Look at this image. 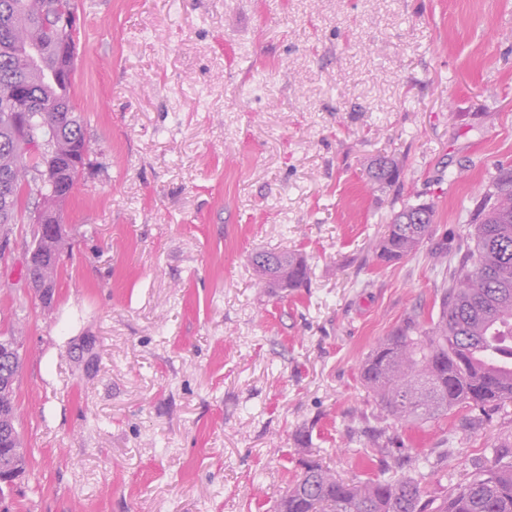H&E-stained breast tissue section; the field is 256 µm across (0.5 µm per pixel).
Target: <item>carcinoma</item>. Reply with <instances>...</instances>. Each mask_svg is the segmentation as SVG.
Here are the masks:
<instances>
[{
    "label": "carcinoma",
    "instance_id": "obj_1",
    "mask_svg": "<svg viewBox=\"0 0 512 512\" xmlns=\"http://www.w3.org/2000/svg\"><path fill=\"white\" fill-rule=\"evenodd\" d=\"M74 0H0V232L9 233L24 196L41 197L38 224L55 231L36 235L26 275L55 283L65 238L60 211L85 167L89 148L84 120L72 104L74 41L60 17ZM368 169L371 188L393 185ZM435 208L407 205L391 216L376 246L379 262L413 256L434 234ZM465 249L430 253L442 275L437 319H409L381 339L359 366L360 379L379 407L381 439L403 424L421 425L466 404L480 411L512 402V171L503 170L484 192ZM258 285L273 296L308 285L310 267L299 254L259 250L250 257ZM398 462L386 478L338 477L311 460L278 502L277 512H512V440L495 444L492 457L440 502L422 480ZM27 468L13 421L0 422V471L23 477Z\"/></svg>",
    "mask_w": 512,
    "mask_h": 512
}]
</instances>
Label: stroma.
<instances>
[{"label":"stroma","mask_w":512,"mask_h":512,"mask_svg":"<svg viewBox=\"0 0 512 512\" xmlns=\"http://www.w3.org/2000/svg\"><path fill=\"white\" fill-rule=\"evenodd\" d=\"M76 11L89 155L51 305L25 277L36 199L0 250L29 455L10 512H275L305 460L376 478L402 453L436 497L512 438V403L461 405L378 453L359 377L379 339L439 313L427 255L375 258L393 211L433 203V243L456 248L512 166V0ZM380 156L400 179L371 192ZM259 249L302 253L309 286L267 294Z\"/></svg>","instance_id":"obj_1"}]
</instances>
